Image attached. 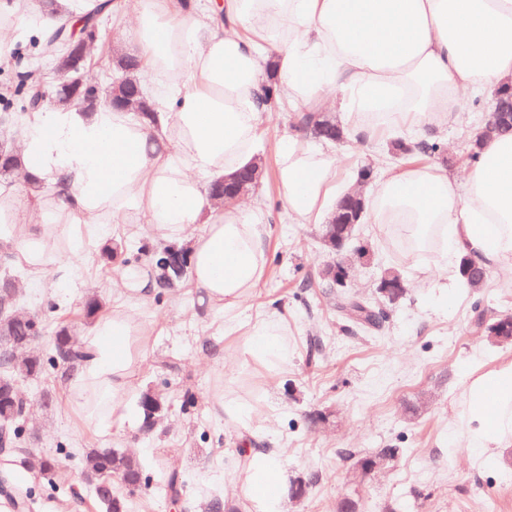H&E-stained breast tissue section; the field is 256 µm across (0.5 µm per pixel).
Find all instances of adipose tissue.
<instances>
[{
  "label": "adipose tissue",
  "instance_id": "ef3b65f1",
  "mask_svg": "<svg viewBox=\"0 0 512 512\" xmlns=\"http://www.w3.org/2000/svg\"><path fill=\"white\" fill-rule=\"evenodd\" d=\"M131 2L119 42L153 82L152 116L76 102L23 115L26 187L0 206V224L37 277L53 224L67 225L75 250L88 224H144L155 237L188 241L201 302L227 313L224 330L243 333L244 355L283 371L284 315L233 318L266 271L260 210L248 200L216 206L211 183L257 162L261 115L277 104L345 113L354 142L400 126L434 136L471 89L512 85V0ZM274 150L285 210L316 223L336 198L334 155L301 131ZM369 212L433 244L441 266L467 256L512 268V132L481 142L465 190L442 169L409 166L380 182ZM121 284L126 301L83 335L84 357L65 382L99 433L126 421L129 380L146 350L133 303L154 284L128 273ZM464 427L472 457L512 444V366L471 382ZM243 488L255 512H284L285 461L249 449Z\"/></svg>",
  "mask_w": 512,
  "mask_h": 512
}]
</instances>
